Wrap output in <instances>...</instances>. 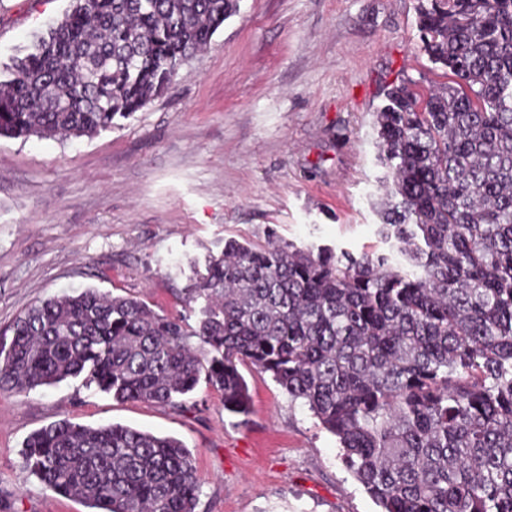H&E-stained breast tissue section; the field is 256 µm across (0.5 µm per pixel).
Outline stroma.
<instances>
[{"instance_id": "stroma-1", "label": "stroma", "mask_w": 512, "mask_h": 512, "mask_svg": "<svg viewBox=\"0 0 512 512\" xmlns=\"http://www.w3.org/2000/svg\"><path fill=\"white\" fill-rule=\"evenodd\" d=\"M418 4L238 0L169 88L111 129L0 137V344L35 303L86 288L195 321L184 288L230 239L395 251L377 234L389 185L377 112L400 81L445 80L421 49ZM69 6L0 0V80ZM240 372L244 420L204 384L181 408L119 403L78 378L0 391V512H87L22 467L25 439L64 418L180 440L195 459V512H379L308 408Z\"/></svg>"}]
</instances>
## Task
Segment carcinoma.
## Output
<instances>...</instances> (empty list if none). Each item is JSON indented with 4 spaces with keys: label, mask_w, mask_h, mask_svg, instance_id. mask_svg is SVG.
I'll list each match as a JSON object with an SVG mask.
<instances>
[{
    "label": "carcinoma",
    "mask_w": 512,
    "mask_h": 512,
    "mask_svg": "<svg viewBox=\"0 0 512 512\" xmlns=\"http://www.w3.org/2000/svg\"><path fill=\"white\" fill-rule=\"evenodd\" d=\"M237 0H71L0 80V137L68 139L161 94ZM421 49L449 81H403L377 112L391 257L236 240L186 288L196 326L94 288L17 316L0 390L83 377L119 402L182 406L200 382L248 416L239 366L267 374L336 437L380 512H512V0H423ZM23 467L95 512H194L177 439L61 419Z\"/></svg>",
    "instance_id": "1"
}]
</instances>
